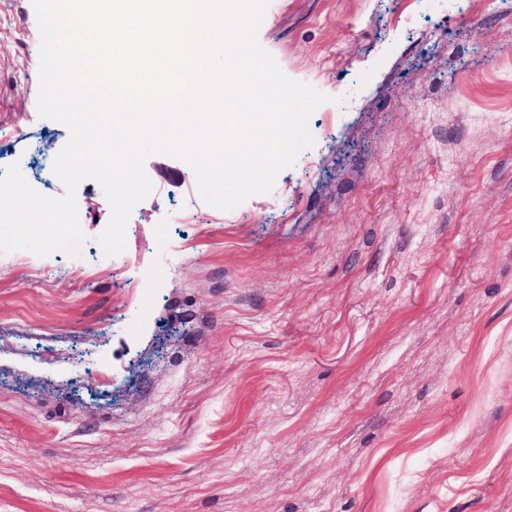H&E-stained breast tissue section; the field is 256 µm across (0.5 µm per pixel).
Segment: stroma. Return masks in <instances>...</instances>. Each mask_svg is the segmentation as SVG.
Returning <instances> with one entry per match:
<instances>
[{"label": "stroma", "mask_w": 512, "mask_h": 512, "mask_svg": "<svg viewBox=\"0 0 512 512\" xmlns=\"http://www.w3.org/2000/svg\"><path fill=\"white\" fill-rule=\"evenodd\" d=\"M257 39L329 97L270 193L153 154L121 254L0 253V512H512V0H269ZM39 48L0 0V172L59 198Z\"/></svg>", "instance_id": "stroma-1"}]
</instances>
